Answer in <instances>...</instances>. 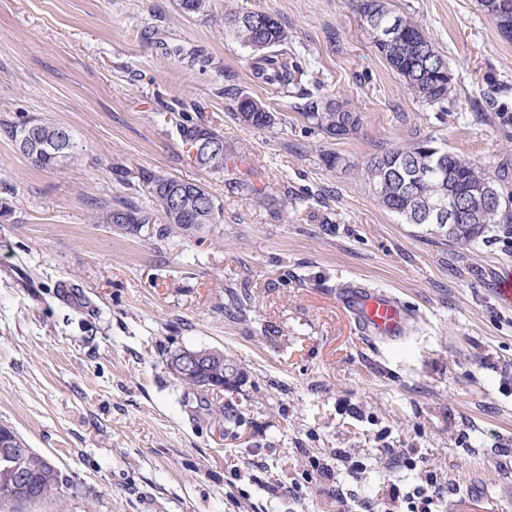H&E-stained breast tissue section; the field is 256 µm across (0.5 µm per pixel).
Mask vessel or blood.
<instances>
[{
    "mask_svg": "<svg viewBox=\"0 0 512 512\" xmlns=\"http://www.w3.org/2000/svg\"><path fill=\"white\" fill-rule=\"evenodd\" d=\"M341 302L363 331L384 339L397 338L411 314L394 296L374 290L365 292L344 287Z\"/></svg>",
    "mask_w": 512,
    "mask_h": 512,
    "instance_id": "vessel-or-blood-1",
    "label": "vessel or blood"
}]
</instances>
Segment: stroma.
<instances>
[{
  "label": "stroma",
  "instance_id": "obj_1",
  "mask_svg": "<svg viewBox=\"0 0 512 512\" xmlns=\"http://www.w3.org/2000/svg\"><path fill=\"white\" fill-rule=\"evenodd\" d=\"M392 3L446 56L444 103L417 99L374 51L360 0H208L192 14L174 0H0V425L71 483L24 512H378L390 485L421 482L390 448L436 471L438 512H512V308L495 295L512 227L468 249L435 243L360 175L370 154L429 137L506 173L512 193V43L477 0ZM240 8L287 25L301 89L274 97L255 81L224 36ZM304 91L344 95L358 133L325 138ZM240 92L280 124L233 120ZM185 117L223 133L225 172L190 162ZM32 120L70 127L78 159L32 166L9 136ZM147 173L205 185L222 220L196 236L103 220L123 200L149 207ZM342 280L397 297L404 339L359 332ZM182 348L221 349L246 377L220 396L180 385L166 360ZM312 457L330 479L308 481Z\"/></svg>",
  "mask_w": 512,
  "mask_h": 512
}]
</instances>
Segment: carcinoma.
Segmentation results:
<instances>
[{"instance_id":"1","label":"carcinoma","mask_w":512,"mask_h":512,"mask_svg":"<svg viewBox=\"0 0 512 512\" xmlns=\"http://www.w3.org/2000/svg\"><path fill=\"white\" fill-rule=\"evenodd\" d=\"M501 0H479L481 10L492 21L500 35L512 42V11L501 14ZM363 30L370 44L399 75L408 90L421 101L436 105L448 100L453 89V76L446 57L439 51L423 27L412 17L393 11L387 0H361ZM225 36L250 52L254 77L274 87L280 94L288 93L290 86L300 84L305 71L294 53L288 49L289 33L280 19L262 11H234L225 15ZM249 116L243 125L256 130H267L279 123L277 113L264 101L248 94L237 98L234 119ZM302 115L332 140L346 139L359 129L361 115L351 111L340 98L305 97ZM36 130L40 141L39 153H22L30 164L42 170L59 167L75 158L76 150L63 142L60 133L69 127L46 121H28L10 130L13 142L28 129ZM219 131L204 123L188 120L179 124L180 138H192ZM433 140H417L406 147L384 149L371 154L363 164L361 175L373 189L379 204L406 223L428 207L448 203L452 194H463L462 209L472 218L457 224L450 233L431 228L426 233L439 243L456 248L473 246L492 225L512 224V194L502 197L497 207L475 198L488 183H499L493 175L477 163L453 151H442L440 163L430 160L427 148ZM144 181L149 186L153 210L147 212L134 203H122L108 211L112 224L129 234L141 232L139 225L151 222L153 212H159L165 223L173 225L187 236L201 234L219 223L222 209L208 189L163 174L148 173ZM209 369L211 376L221 378L233 367L224 357V351L212 350ZM28 474L26 488L11 491L17 473ZM68 487L61 470L46 463V455L36 449L19 451L6 463L0 462V504L36 503L58 500Z\"/></svg>"}]
</instances>
